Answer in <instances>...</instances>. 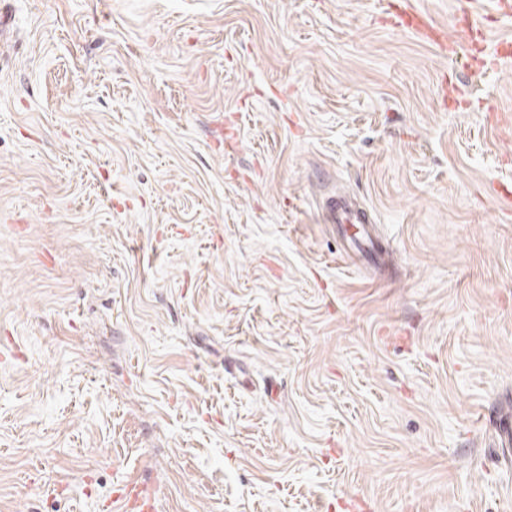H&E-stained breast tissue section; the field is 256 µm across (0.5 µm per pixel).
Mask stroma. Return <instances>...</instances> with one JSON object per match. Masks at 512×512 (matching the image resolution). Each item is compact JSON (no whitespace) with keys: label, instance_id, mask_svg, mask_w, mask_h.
Segmentation results:
<instances>
[{"label":"stroma","instance_id":"1","mask_svg":"<svg viewBox=\"0 0 512 512\" xmlns=\"http://www.w3.org/2000/svg\"><path fill=\"white\" fill-rule=\"evenodd\" d=\"M0 12V512H512V66L456 0ZM332 224H356L360 231L355 239L363 240L366 245H374L369 227L370 219L364 210L353 203L342 198L336 200V211L333 213ZM118 498L122 500L125 511H154V503L152 497L143 486L136 482H126Z\"/></svg>","mask_w":512,"mask_h":512}]
</instances>
